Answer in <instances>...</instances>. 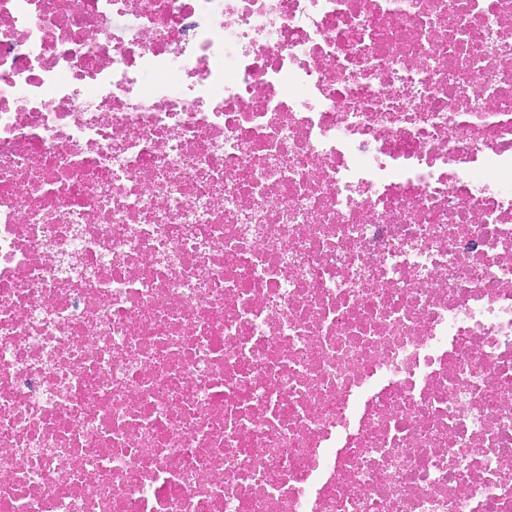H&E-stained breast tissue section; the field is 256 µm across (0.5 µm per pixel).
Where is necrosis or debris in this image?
I'll return each instance as SVG.
<instances>
[{
    "mask_svg": "<svg viewBox=\"0 0 512 512\" xmlns=\"http://www.w3.org/2000/svg\"><path fill=\"white\" fill-rule=\"evenodd\" d=\"M0 512H512V0H0Z\"/></svg>",
    "mask_w": 512,
    "mask_h": 512,
    "instance_id": "necrosis-or-debris-1",
    "label": "necrosis or debris"
}]
</instances>
